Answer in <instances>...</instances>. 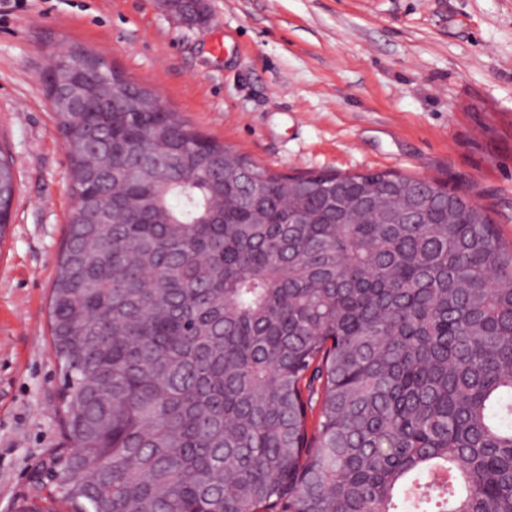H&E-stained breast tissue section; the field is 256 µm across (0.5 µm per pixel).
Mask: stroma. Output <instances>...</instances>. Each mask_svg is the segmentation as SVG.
<instances>
[{"label": "stroma", "instance_id": "obj_1", "mask_svg": "<svg viewBox=\"0 0 512 512\" xmlns=\"http://www.w3.org/2000/svg\"><path fill=\"white\" fill-rule=\"evenodd\" d=\"M0 0V512L65 443L49 298L73 198L42 77L79 46L273 173L386 171L470 196L512 241V0ZM223 40V54L214 53ZM15 193V176L12 162L0 151V230L9 224Z\"/></svg>", "mask_w": 512, "mask_h": 512}]
</instances>
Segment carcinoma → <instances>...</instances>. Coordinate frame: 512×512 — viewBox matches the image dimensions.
<instances>
[{"label": "carcinoma", "mask_w": 512, "mask_h": 512, "mask_svg": "<svg viewBox=\"0 0 512 512\" xmlns=\"http://www.w3.org/2000/svg\"><path fill=\"white\" fill-rule=\"evenodd\" d=\"M131 95L120 72L79 123L52 105L69 447L18 512H512V244L486 212L414 176L274 174ZM14 193L0 152V228Z\"/></svg>", "instance_id": "obj_1"}]
</instances>
